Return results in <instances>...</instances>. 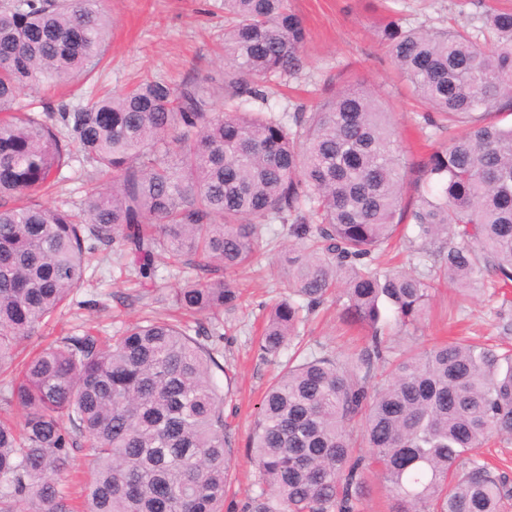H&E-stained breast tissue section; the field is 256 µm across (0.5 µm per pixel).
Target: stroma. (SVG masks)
I'll use <instances>...</instances> for the list:
<instances>
[{"instance_id":"35a3bbf8","label":"stroma","mask_w":512,"mask_h":512,"mask_svg":"<svg viewBox=\"0 0 512 512\" xmlns=\"http://www.w3.org/2000/svg\"><path fill=\"white\" fill-rule=\"evenodd\" d=\"M102 5L112 16V31L105 66L95 76L99 87L119 92L145 76L175 85L192 79L212 84L222 77L221 0H102ZM291 6L307 29L306 65L286 83L272 84L273 112L293 115L335 91L340 80L359 83L383 97L400 148L416 161L447 139L425 125L426 107L402 81L377 37L379 27L394 12L403 26L465 29L477 34L484 45L494 39L483 25L484 11L512 8V0H396L390 11L383 0H291ZM267 236L270 244L265 252L236 275L243 302L239 310L223 317V355L219 368L212 371L219 387L232 389L224 402V427L238 454L225 487L228 505H242L259 490L256 469L244 447L262 395L280 363L288 359L284 353L276 359L264 358L258 351L262 319L279 299L288 268L286 225H269ZM93 266L71 306L23 344L24 355L46 347L61 330L91 328L112 336L141 316L145 302L135 277L107 261H94ZM339 313L340 305L331 297L300 325L309 350L347 353L351 338L364 336L360 327H345ZM510 320L512 288L504 290L488 282L477 295L465 297L443 287L436 292L428 317L414 327L394 331L392 344L419 349L461 326L499 350H510L512 331L503 328Z\"/></svg>"}]
</instances>
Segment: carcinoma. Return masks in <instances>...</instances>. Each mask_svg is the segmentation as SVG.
Masks as SVG:
<instances>
[{
	"label": "carcinoma",
	"instance_id": "carcinoma-1",
	"mask_svg": "<svg viewBox=\"0 0 512 512\" xmlns=\"http://www.w3.org/2000/svg\"><path fill=\"white\" fill-rule=\"evenodd\" d=\"M494 35L405 28L380 42L447 135L406 161L378 95L348 81L287 122L271 78L304 66L306 30L288 0H224L220 87L143 78L57 112L24 98L92 73L111 24L100 0H0V512H74L63 484L90 458L85 512H224L237 449L213 379L219 317L239 307L235 273L288 225V293L258 348L277 356L306 315L339 293L342 320L368 330L346 355H292L262 400L247 453L259 493L244 512H362L376 475L389 512H501L505 476L481 460L512 438V353L468 336L396 354L401 327L437 286L463 293L512 282V11L483 15ZM224 99V108L213 98ZM103 187L78 207L35 200L76 155ZM435 244L428 273L381 266L406 226ZM124 262L143 286L164 255L193 271L168 300L195 336L152 312L117 335L67 332L18 360L85 281V256Z\"/></svg>",
	"mask_w": 512,
	"mask_h": 512
}]
</instances>
